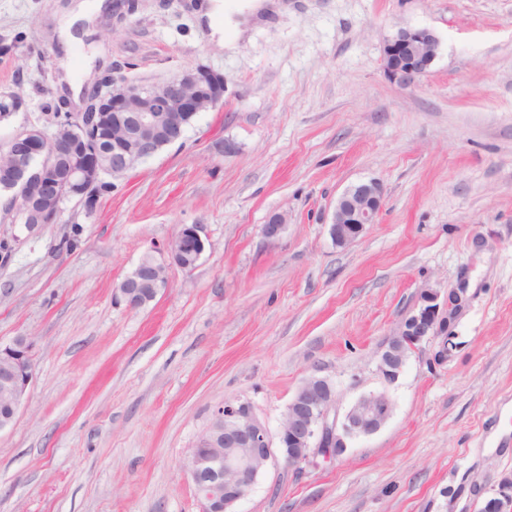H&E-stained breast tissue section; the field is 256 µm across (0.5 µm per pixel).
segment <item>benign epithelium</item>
<instances>
[{"instance_id":"obj_1","label":"benign epithelium","mask_w":512,"mask_h":512,"mask_svg":"<svg viewBox=\"0 0 512 512\" xmlns=\"http://www.w3.org/2000/svg\"><path fill=\"white\" fill-rule=\"evenodd\" d=\"M438 39L427 28H405L387 40L382 68L403 86L412 85L432 65ZM89 92L87 105L76 112H60L47 126L23 129L0 144V180L22 185L11 198L10 210L33 233L55 222L64 201L75 199L86 215L98 207L106 177L123 176L163 146L182 138L188 114L217 110L224 105V77L202 67L187 69L167 81L144 84L107 74ZM384 205L382 186L373 180L348 188L339 198L332 217L331 235L339 246L354 243L366 225L377 222ZM20 244L16 235L0 236V265ZM205 252L202 227L181 228L168 242L172 263L193 270ZM168 287L165 266L138 263L115 288L116 296L131 310L153 301ZM424 291L418 304L388 337L379 353L377 371L395 382L410 354L431 338H441L434 360L448 359L453 327L462 307L460 296ZM34 339L19 335L0 346V389L12 403L0 417V432L10 428L33 381ZM392 414L383 393H368L341 416L336 414L333 385L310 377L291 397L277 434L257 417L247 400L224 402L190 449L187 476L201 501V512H236L267 468L282 462L299 468L319 456L344 454L350 440L378 432ZM487 512H512V478L504 480L499 494L484 503Z\"/></svg>"}]
</instances>
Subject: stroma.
I'll return each instance as SVG.
<instances>
[{
  "mask_svg": "<svg viewBox=\"0 0 512 512\" xmlns=\"http://www.w3.org/2000/svg\"><path fill=\"white\" fill-rule=\"evenodd\" d=\"M57 2L0 0V40L19 48L0 87L25 100L0 141L52 122L66 70L85 88L89 69L152 83L200 65L223 75L224 107L113 179L93 215L64 203L29 237L0 223L24 237L0 267V344L35 341L0 432V512H200L184 466L216 409L249 400L278 432L312 376L340 414L386 392L390 419L336 459L270 466L237 512H479L512 475V0H288L233 50L200 0H139L67 51ZM402 28L439 39L411 87L381 65ZM369 180L383 211L338 246L336 202ZM192 224L206 250L186 271L166 247ZM76 225L78 248L58 250ZM147 254L169 286L132 310L113 290ZM458 288L448 360L428 340L386 383L383 342L424 290Z\"/></svg>",
  "mask_w": 512,
  "mask_h": 512,
  "instance_id": "stroma-1",
  "label": "stroma"
}]
</instances>
